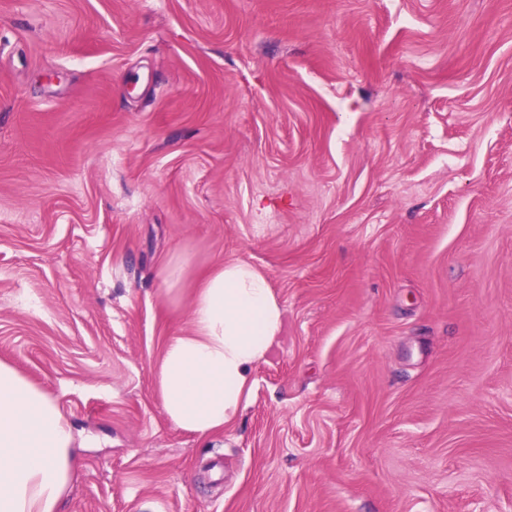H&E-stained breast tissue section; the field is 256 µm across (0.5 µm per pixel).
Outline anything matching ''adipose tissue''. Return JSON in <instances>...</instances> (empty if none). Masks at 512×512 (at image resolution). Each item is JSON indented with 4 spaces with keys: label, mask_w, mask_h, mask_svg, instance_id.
<instances>
[{
    "label": "adipose tissue",
    "mask_w": 512,
    "mask_h": 512,
    "mask_svg": "<svg viewBox=\"0 0 512 512\" xmlns=\"http://www.w3.org/2000/svg\"><path fill=\"white\" fill-rule=\"evenodd\" d=\"M282 316L250 263L219 261L197 280L187 327L166 342L157 369L174 427L204 438L234 419ZM72 444L58 402L0 362V512H59L76 473Z\"/></svg>",
    "instance_id": "adipose-tissue-1"
}]
</instances>
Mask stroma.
Here are the masks:
<instances>
[{"label": "stroma", "mask_w": 512, "mask_h": 512, "mask_svg": "<svg viewBox=\"0 0 512 512\" xmlns=\"http://www.w3.org/2000/svg\"><path fill=\"white\" fill-rule=\"evenodd\" d=\"M221 259L285 317L204 440L157 366ZM0 361L60 512H512V0H0Z\"/></svg>", "instance_id": "35a3bbf8"}]
</instances>
